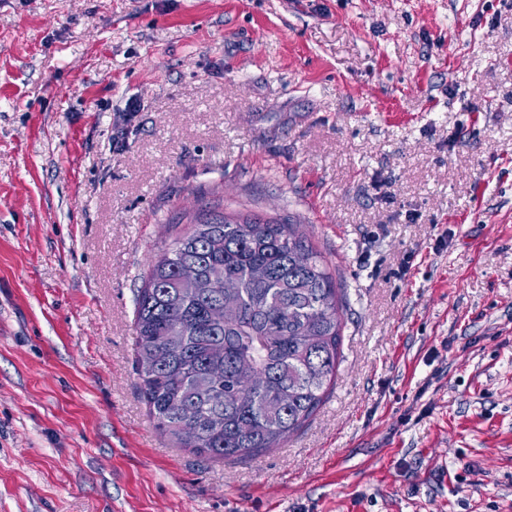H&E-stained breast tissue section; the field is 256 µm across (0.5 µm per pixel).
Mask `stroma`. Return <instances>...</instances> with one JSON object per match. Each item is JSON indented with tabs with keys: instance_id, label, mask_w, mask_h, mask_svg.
I'll return each instance as SVG.
<instances>
[{
	"instance_id": "obj_1",
	"label": "stroma",
	"mask_w": 512,
	"mask_h": 512,
	"mask_svg": "<svg viewBox=\"0 0 512 512\" xmlns=\"http://www.w3.org/2000/svg\"><path fill=\"white\" fill-rule=\"evenodd\" d=\"M217 200L345 291L319 410L224 462L133 330ZM0 512H512V0H0Z\"/></svg>"
}]
</instances>
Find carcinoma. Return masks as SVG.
Listing matches in <instances>:
<instances>
[{
  "label": "carcinoma",
  "instance_id": "cac0c4a2",
  "mask_svg": "<svg viewBox=\"0 0 512 512\" xmlns=\"http://www.w3.org/2000/svg\"><path fill=\"white\" fill-rule=\"evenodd\" d=\"M134 299L135 364L156 429L222 461L277 448L316 412L342 358V289L294 224L195 216ZM192 265L209 288L178 279Z\"/></svg>",
  "mask_w": 512,
  "mask_h": 512
}]
</instances>
